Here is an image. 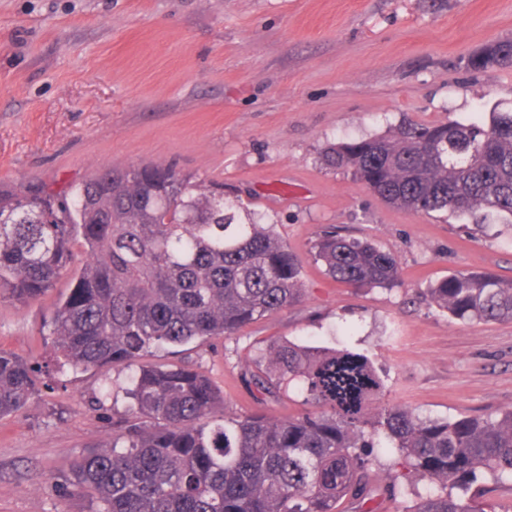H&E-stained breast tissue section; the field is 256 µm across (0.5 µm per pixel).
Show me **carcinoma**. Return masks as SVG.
Wrapping results in <instances>:
<instances>
[{
	"label": "carcinoma",
	"mask_w": 512,
	"mask_h": 512,
	"mask_svg": "<svg viewBox=\"0 0 512 512\" xmlns=\"http://www.w3.org/2000/svg\"><path fill=\"white\" fill-rule=\"evenodd\" d=\"M324 163L389 204L416 214L512 216V110L490 123L409 125L341 142ZM86 261L58 303L51 336L58 366L129 370L135 418L79 457L71 485L90 512H371L375 449L398 452L403 478L436 489L407 512H487L488 480L512 479V409L493 417L422 418L385 401L384 370L366 352L275 342L267 368L246 371L263 396L294 383L311 409L280 420L231 416L205 375L147 364L154 349L236 335L303 296L297 258L269 228L243 222L224 191L164 163L108 166L79 186L0 192V299L25 303ZM313 257L358 289L399 281L397 260L331 228ZM459 320L512 319V281L457 273L427 289ZM36 378L0 352V417L25 405Z\"/></svg>",
	"instance_id": "1"
}]
</instances>
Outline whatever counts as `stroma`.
Returning <instances> with one entry per match:
<instances>
[{"mask_svg":"<svg viewBox=\"0 0 512 512\" xmlns=\"http://www.w3.org/2000/svg\"><path fill=\"white\" fill-rule=\"evenodd\" d=\"M509 40L512 0H0V190L161 162L272 226L300 262L302 301L237 335L145 357L206 374L228 412H305L295 393L266 399L243 379L289 340L368 352L390 404L491 416L512 408V321L455 319L426 290L457 272L512 280V219L393 207L322 154L403 124L486 123L512 108V66H467ZM329 226L391 252L399 284L329 278L311 256ZM72 278L24 305L0 299L1 351L39 371L51 362L50 322ZM110 381L126 375L40 372L27 403L0 417V512H87L68 477L124 424L125 399L90 404ZM394 461L371 468L375 512H403L425 489L396 480Z\"/></svg>","mask_w":512,"mask_h":512,"instance_id":"35a3bbf8","label":"stroma"}]
</instances>
